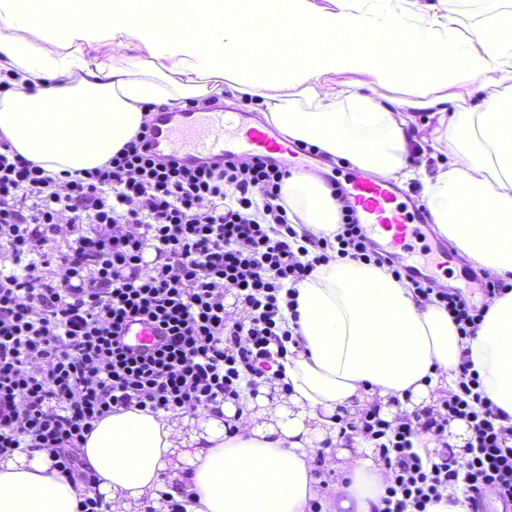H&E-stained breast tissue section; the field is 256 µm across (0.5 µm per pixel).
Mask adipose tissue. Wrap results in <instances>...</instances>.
Segmentation results:
<instances>
[{
    "instance_id": "obj_1",
    "label": "adipose tissue",
    "mask_w": 512,
    "mask_h": 512,
    "mask_svg": "<svg viewBox=\"0 0 512 512\" xmlns=\"http://www.w3.org/2000/svg\"><path fill=\"white\" fill-rule=\"evenodd\" d=\"M470 36L404 15L377 19L342 0H0V68L19 75L0 95V136L45 169L84 171L107 162L138 131L143 106L203 100L230 89L264 105L268 123L379 177L404 174L410 114L438 103L437 89L474 86L478 103L450 113L438 143L447 169L424 177L441 234L476 266L512 275V0H483ZM111 15V26L85 25ZM295 37L284 40V24ZM134 48L119 60L109 45ZM365 70L399 89L401 109L373 96L321 95L327 73ZM95 111L75 112V103ZM283 199L312 234L339 231L338 205L322 181L288 179ZM301 348L285 368L288 395L250 398L253 425L223 419L190 452L192 512H306L318 490L311 462L336 447V512H373L384 493L367 445L341 447L338 408L378 403L385 418L432 401L468 354L486 395L512 416V293L497 298L477 335L461 338L437 305L418 307L407 283L349 260L316 267L296 286ZM174 428L139 408L100 420L85 445L102 492L124 512L155 497ZM70 480L44 457L0 463V512H77Z\"/></svg>"
}]
</instances>
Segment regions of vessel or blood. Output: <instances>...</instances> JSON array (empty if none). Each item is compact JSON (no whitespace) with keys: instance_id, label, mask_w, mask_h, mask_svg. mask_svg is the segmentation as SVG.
<instances>
[{"instance_id":"1","label":"vessel or blood","mask_w":512,"mask_h":512,"mask_svg":"<svg viewBox=\"0 0 512 512\" xmlns=\"http://www.w3.org/2000/svg\"><path fill=\"white\" fill-rule=\"evenodd\" d=\"M152 150L177 156L194 168L226 159L254 158L313 168V159L289 144L271 125L254 123L242 112H160L153 118ZM353 215L368 240L380 251L396 254L419 277L437 278L457 256L447 242L437 238L430 215L414 203L410 191L384 178H373L358 169L332 167Z\"/></svg>"}]
</instances>
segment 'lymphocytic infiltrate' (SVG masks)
<instances>
[{"instance_id":"f902f5d3","label":"lymphocytic infiltrate","mask_w":512,"mask_h":512,"mask_svg":"<svg viewBox=\"0 0 512 512\" xmlns=\"http://www.w3.org/2000/svg\"><path fill=\"white\" fill-rule=\"evenodd\" d=\"M103 166L50 172L0 138V461L46 456L79 490V512H112L84 457L102 418L138 407L203 423L282 381L294 342L295 286L332 259L409 281L419 306L443 307L460 336H476L512 281L481 275L478 295L410 278L374 248L348 204L327 239L297 230L282 198L288 168L260 160L187 169L147 150L150 118ZM147 321L163 343L136 354L124 326ZM447 396L393 419L378 404L340 409L341 436L360 438L384 469L376 512H429L461 491L469 512L512 503V418L484 393L462 357ZM472 430L469 458L420 452L450 421Z\"/></svg>"}]
</instances>
